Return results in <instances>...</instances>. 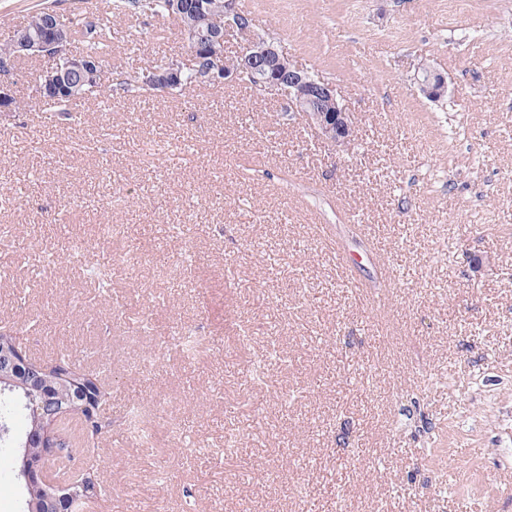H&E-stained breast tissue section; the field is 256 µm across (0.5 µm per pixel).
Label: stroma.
Returning a JSON list of instances; mask_svg holds the SVG:
<instances>
[{"label": "stroma", "mask_w": 512, "mask_h": 512, "mask_svg": "<svg viewBox=\"0 0 512 512\" xmlns=\"http://www.w3.org/2000/svg\"><path fill=\"white\" fill-rule=\"evenodd\" d=\"M252 2L335 85L351 145L239 81L112 93L173 28L118 23L75 121L43 111L41 63L8 77L27 107L0 116V326L109 393L111 431L72 449L107 490L84 512H471L488 491L512 512V0ZM82 3L0 0V43ZM424 64L453 98L419 92ZM431 432L482 449L467 483ZM17 456L0 512H24Z\"/></svg>", "instance_id": "obj_1"}]
</instances>
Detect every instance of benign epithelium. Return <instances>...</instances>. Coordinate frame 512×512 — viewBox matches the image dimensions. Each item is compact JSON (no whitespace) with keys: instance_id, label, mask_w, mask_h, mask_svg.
Here are the masks:
<instances>
[{"instance_id":"7a95c632","label":"benign epithelium","mask_w":512,"mask_h":512,"mask_svg":"<svg viewBox=\"0 0 512 512\" xmlns=\"http://www.w3.org/2000/svg\"><path fill=\"white\" fill-rule=\"evenodd\" d=\"M231 31L244 35V42L233 63L227 65L224 63V36ZM180 35L182 41L189 45L185 61L189 67L199 48L198 31L186 28ZM69 42V28L63 24H53L47 38L25 37L14 43L13 58H35L43 63L36 87L37 96H42L48 88L61 86L64 75L69 71L90 72L98 68L99 62L95 59L66 53ZM207 48L213 61L207 76L210 81L221 84L247 75L266 87L279 85V78L282 77L288 81V88L283 90L288 111L306 117L318 135L332 146H345L353 140L355 128L352 114L341 102L333 83L316 78L308 70L294 64L277 43H268L253 34V30L242 29L241 13L236 3H231L225 14L224 30L209 36ZM142 82L162 92H169L180 86L179 71L163 67L150 69L144 72ZM418 85L426 97L436 101L453 93L447 77L433 68L421 71ZM319 101L334 105V111L314 109L313 104ZM49 372V367L32 361L19 344L0 351V385L4 387L15 383V377L19 375L26 387L40 392L47 387ZM77 386L80 411L73 416V421L76 425L75 435L79 436L88 434L93 428L100 408L86 383L79 382ZM34 412L36 426L21 442L18 475L24 479L27 487L46 490L44 509L56 512L55 502L68 498L69 489L78 484L81 472L72 463L57 472L49 468V461L63 455L60 443L64 442V438L51 434L50 428H61L67 420L47 398L34 406Z\"/></svg>"}]
</instances>
